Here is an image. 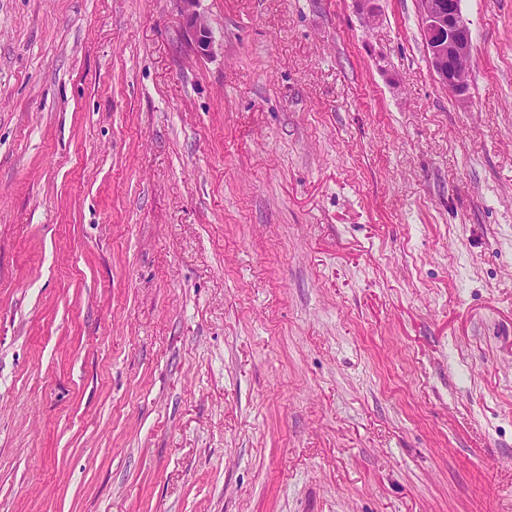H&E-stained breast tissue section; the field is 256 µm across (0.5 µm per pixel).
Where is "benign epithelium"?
<instances>
[{
    "instance_id": "7a95c632",
    "label": "benign epithelium",
    "mask_w": 512,
    "mask_h": 512,
    "mask_svg": "<svg viewBox=\"0 0 512 512\" xmlns=\"http://www.w3.org/2000/svg\"><path fill=\"white\" fill-rule=\"evenodd\" d=\"M190 41L199 54L212 49L208 19L197 10L198 0H179ZM423 39L439 84L452 96L464 100L469 82L461 65L471 55L472 39L459 0H419Z\"/></svg>"
}]
</instances>
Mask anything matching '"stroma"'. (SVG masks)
<instances>
[{
	"mask_svg": "<svg viewBox=\"0 0 512 512\" xmlns=\"http://www.w3.org/2000/svg\"><path fill=\"white\" fill-rule=\"evenodd\" d=\"M0 0V512H512V0ZM199 0H179L181 11L186 19L190 41L199 54L212 49V37L208 19L197 10ZM423 39L439 84L448 93L465 100L469 82L461 72L472 50L470 29L459 0H419Z\"/></svg>",
	"mask_w": 512,
	"mask_h": 512,
	"instance_id": "obj_1",
	"label": "stroma"
}]
</instances>
